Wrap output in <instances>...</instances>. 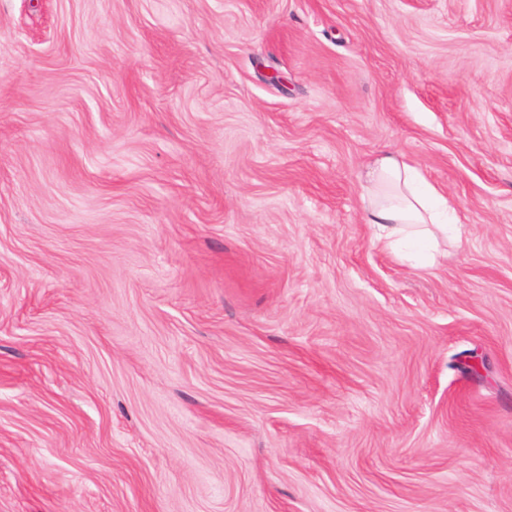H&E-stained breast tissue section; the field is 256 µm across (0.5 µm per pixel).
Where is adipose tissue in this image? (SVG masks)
I'll return each instance as SVG.
<instances>
[{
    "label": "adipose tissue",
    "mask_w": 512,
    "mask_h": 512,
    "mask_svg": "<svg viewBox=\"0 0 512 512\" xmlns=\"http://www.w3.org/2000/svg\"><path fill=\"white\" fill-rule=\"evenodd\" d=\"M367 181L364 213L375 242L434 264L441 243L455 227L452 200L389 151L370 163Z\"/></svg>",
    "instance_id": "ef3b65f1"
}]
</instances>
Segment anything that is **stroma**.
Segmentation results:
<instances>
[{"instance_id": "35a3bbf8", "label": "stroma", "mask_w": 512, "mask_h": 512, "mask_svg": "<svg viewBox=\"0 0 512 512\" xmlns=\"http://www.w3.org/2000/svg\"><path fill=\"white\" fill-rule=\"evenodd\" d=\"M0 512H512V0H0ZM367 182L364 213L375 242L407 258L420 254L433 265L441 242H448V232L457 225L452 200L389 151L370 163Z\"/></svg>"}]
</instances>
